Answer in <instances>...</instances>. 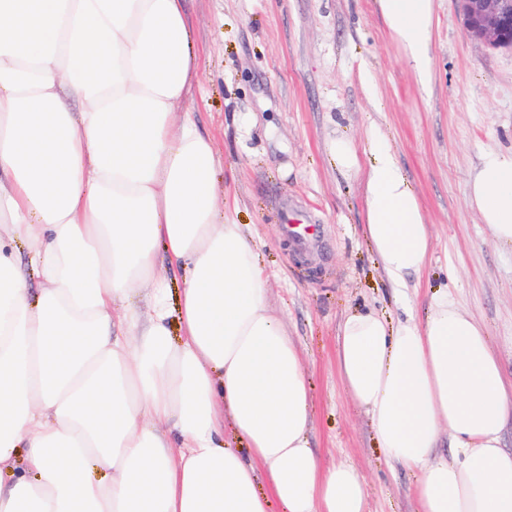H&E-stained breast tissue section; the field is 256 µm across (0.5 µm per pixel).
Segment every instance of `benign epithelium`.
<instances>
[{
  "label": "benign epithelium",
  "mask_w": 512,
  "mask_h": 512,
  "mask_svg": "<svg viewBox=\"0 0 512 512\" xmlns=\"http://www.w3.org/2000/svg\"><path fill=\"white\" fill-rule=\"evenodd\" d=\"M469 35L492 49L512 50V0H457Z\"/></svg>",
  "instance_id": "obj_1"
}]
</instances>
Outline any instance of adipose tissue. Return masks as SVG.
Returning <instances> with one entry per match:
<instances>
[{"instance_id":"adipose-tissue-1","label":"adipose tissue","mask_w":512,"mask_h":512,"mask_svg":"<svg viewBox=\"0 0 512 512\" xmlns=\"http://www.w3.org/2000/svg\"><path fill=\"white\" fill-rule=\"evenodd\" d=\"M377 8L428 83L433 0ZM197 78L183 0H0V512H369L361 471L311 447L301 352L184 107ZM386 139L330 153L401 289L434 235ZM466 203L512 245V154ZM427 303L348 314L340 379L418 512H512V380L450 291Z\"/></svg>"}]
</instances>
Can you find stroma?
<instances>
[{"mask_svg": "<svg viewBox=\"0 0 512 512\" xmlns=\"http://www.w3.org/2000/svg\"><path fill=\"white\" fill-rule=\"evenodd\" d=\"M200 50L187 106L217 146L219 194L236 202L267 275L270 302L299 347L312 391L310 442L324 461L364 474L370 512H415L414 474L386 464L366 415L347 395L336 336L353 310L423 317L427 292L449 289L485 325L512 370V246L467 206L484 153L512 152V51L467 32L455 0H433L430 79L420 84L376 0H185ZM375 78L366 91L362 71ZM414 185L435 241L424 280H386L363 231V196L328 145L370 123ZM322 225L307 262L282 234L288 210Z\"/></svg>", "mask_w": 512, "mask_h": 512, "instance_id": "obj_1", "label": "stroma"}]
</instances>
